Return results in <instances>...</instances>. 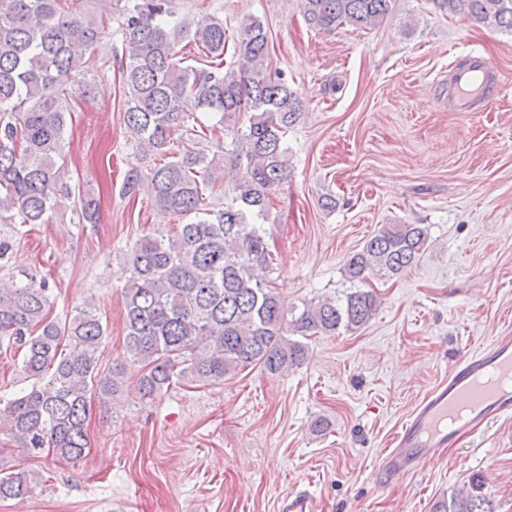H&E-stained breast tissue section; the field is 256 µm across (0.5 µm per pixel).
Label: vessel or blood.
Returning a JSON list of instances; mask_svg holds the SVG:
<instances>
[{
	"label": "vessel or blood",
	"instance_id": "b4317fda",
	"mask_svg": "<svg viewBox=\"0 0 512 512\" xmlns=\"http://www.w3.org/2000/svg\"><path fill=\"white\" fill-rule=\"evenodd\" d=\"M491 66L480 54L450 72L454 111H471L475 101L488 97ZM512 416V336H500L448 368V377L436 384L410 413L376 467L378 485L441 457L462 435ZM278 512H322L316 494L305 488L289 491Z\"/></svg>",
	"mask_w": 512,
	"mask_h": 512
}]
</instances>
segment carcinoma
Listing matches in <instances>:
<instances>
[{
	"mask_svg": "<svg viewBox=\"0 0 512 512\" xmlns=\"http://www.w3.org/2000/svg\"><path fill=\"white\" fill-rule=\"evenodd\" d=\"M397 0H300L306 21L318 30L343 24L375 27ZM437 11L464 15L512 33V0H432ZM122 34L118 65L123 121L144 153L171 156L147 170H128L122 194L148 186L154 205L187 219L172 235H147L122 253L123 344L141 366L137 389L144 402L173 386L219 385L248 367L276 375L301 365L307 345L298 337L332 336L359 329L378 309L375 292L360 285L393 279L417 264L427 249L423 224H385L348 254L342 297L285 305L271 285L266 229L275 186L288 175L286 134L302 106L279 73L263 22L248 18L239 29L237 65L224 68V18L210 13L179 16L175 0H112ZM106 17L81 12L64 0H0V224H44L68 208L79 224H95L100 204L74 189L56 165L65 145L75 85L88 84L94 53L109 32ZM193 41L207 64H184L178 47ZM202 112L213 119L190 125ZM233 134L229 161L240 177L224 188V150L175 149L188 136L217 129ZM219 205H214L215 199ZM17 230H0V269ZM0 286V339L22 353L27 383L0 407V428L32 456L77 463L89 448L90 398L112 404L124 390L123 366L100 367L107 325L95 303L85 301L65 320L49 319L51 289L30 273ZM75 351L65 353V346ZM38 484L29 470L0 475V499L23 498ZM432 512H494L481 495L453 494Z\"/></svg>",
	"mask_w": 512,
	"mask_h": 512,
	"instance_id": "carcinoma-1",
	"label": "carcinoma"
}]
</instances>
